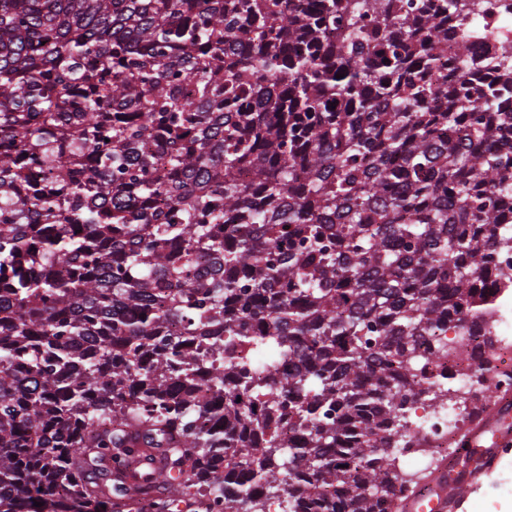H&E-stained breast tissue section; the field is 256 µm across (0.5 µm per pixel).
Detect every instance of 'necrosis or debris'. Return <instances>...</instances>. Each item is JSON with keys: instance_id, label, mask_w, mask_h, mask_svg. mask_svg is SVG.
Segmentation results:
<instances>
[{"instance_id": "4bbe7bcc", "label": "necrosis or debris", "mask_w": 512, "mask_h": 512, "mask_svg": "<svg viewBox=\"0 0 512 512\" xmlns=\"http://www.w3.org/2000/svg\"><path fill=\"white\" fill-rule=\"evenodd\" d=\"M467 36L476 54L512 46V0H475L465 22L450 21L448 40ZM499 276L486 307L469 318L464 327L450 328L448 351L431 365L418 385L409 412L412 438L401 455L416 471L428 470L453 448L467 421L481 406L489 385L512 392V250L498 260ZM449 375L451 391L446 402L431 396L440 375Z\"/></svg>"}]
</instances>
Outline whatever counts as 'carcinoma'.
<instances>
[{
    "mask_svg": "<svg viewBox=\"0 0 512 512\" xmlns=\"http://www.w3.org/2000/svg\"><path fill=\"white\" fill-rule=\"evenodd\" d=\"M466 7L0 0V512H398L396 376L512 248Z\"/></svg>",
    "mask_w": 512,
    "mask_h": 512,
    "instance_id": "cac0c4a2",
    "label": "carcinoma"
}]
</instances>
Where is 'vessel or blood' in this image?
Listing matches in <instances>:
<instances>
[{
  "mask_svg": "<svg viewBox=\"0 0 512 512\" xmlns=\"http://www.w3.org/2000/svg\"><path fill=\"white\" fill-rule=\"evenodd\" d=\"M512 416V405L501 402L483 413L466 437L469 447L479 449L477 465L464 472L440 466L403 502L404 512H460L479 479L496 465L501 449L512 446V431L501 428V419Z\"/></svg>",
  "mask_w": 512,
  "mask_h": 512,
  "instance_id": "b4317fda",
  "label": "vessel or blood"
}]
</instances>
